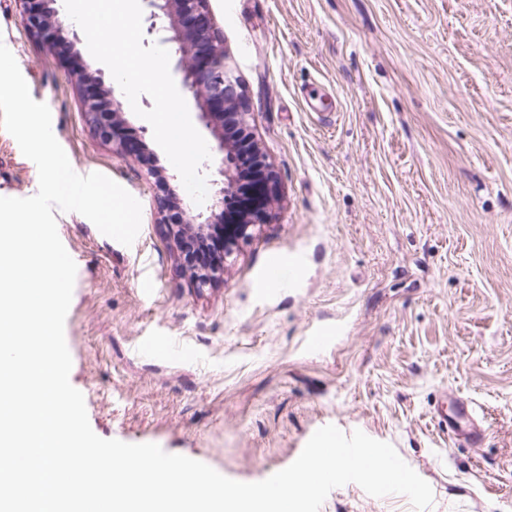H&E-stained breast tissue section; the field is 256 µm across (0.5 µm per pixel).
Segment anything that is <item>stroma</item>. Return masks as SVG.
<instances>
[{
    "label": "stroma",
    "instance_id": "1",
    "mask_svg": "<svg viewBox=\"0 0 512 512\" xmlns=\"http://www.w3.org/2000/svg\"><path fill=\"white\" fill-rule=\"evenodd\" d=\"M277 180L264 224L196 289L159 227L172 165L126 111L133 159L81 110L100 70L85 40L25 29L0 0L11 47L77 174L141 204L132 246L56 212L77 265L64 325L71 385L104 439L154 443L239 482L286 468L322 426L390 443L432 488L429 512H512V0H210ZM38 169L0 128V197ZM302 267L276 282L270 263ZM339 327L307 349L316 327ZM488 429L452 444L441 398ZM320 512H414L406 496L333 489Z\"/></svg>",
    "mask_w": 512,
    "mask_h": 512
}]
</instances>
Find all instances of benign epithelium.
<instances>
[{
    "instance_id": "obj_1",
    "label": "benign epithelium",
    "mask_w": 512,
    "mask_h": 512,
    "mask_svg": "<svg viewBox=\"0 0 512 512\" xmlns=\"http://www.w3.org/2000/svg\"><path fill=\"white\" fill-rule=\"evenodd\" d=\"M24 4L21 18L26 28L43 34L53 31L61 38L69 34V26L54 9V0H21ZM149 9L147 33L162 44L170 45L175 58L174 71L177 89L192 95L199 103V122L214 136L215 162L221 176V186L215 192L212 204L201 211L185 208L183 224H161L179 254H184V243L205 244L212 230L216 209L224 200L238 193L240 181L252 173L248 201L238 210L226 214L227 224L221 227L224 236V254L229 255L238 243L251 236L250 229L265 222L267 208L275 196L276 178L261 158L257 142L244 134L250 103L239 76L230 65L224 50V36L214 23L209 0H142ZM82 98L84 114L96 134L116 151L137 155L124 133L122 103L112 100V107L104 103L103 94L96 89L98 76L88 75ZM177 175L156 184L157 210L183 205L172 182ZM197 288L211 286L224 280V262L216 260L205 268L192 272Z\"/></svg>"
}]
</instances>
